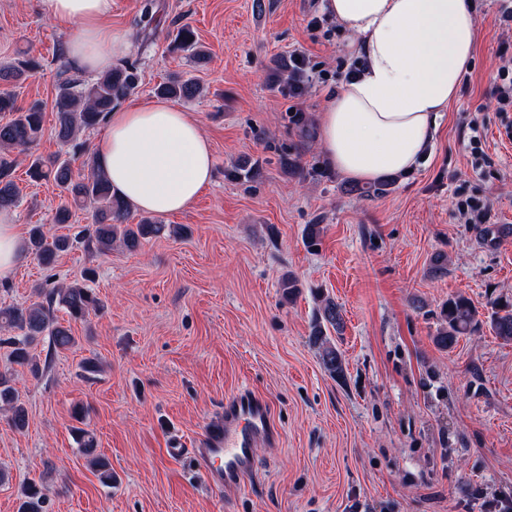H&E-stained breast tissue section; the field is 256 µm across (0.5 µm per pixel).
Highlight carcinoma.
I'll list each match as a JSON object with an SVG mask.
<instances>
[{"label": "carcinoma", "instance_id": "cac0c4a2", "mask_svg": "<svg viewBox=\"0 0 512 512\" xmlns=\"http://www.w3.org/2000/svg\"><path fill=\"white\" fill-rule=\"evenodd\" d=\"M159 4L155 0H144L136 25L145 40H150L156 31ZM177 51H189L198 60L204 58L198 50L193 30L188 25L177 28L172 41ZM40 67L38 60L30 55L17 58L7 65H0V211L16 206L20 189L15 181V161L9 158L13 150L24 151L44 135V111L39 103L26 108L17 105L16 93L6 85L19 81L25 72ZM141 71L135 61L125 60L87 83L78 78H69L60 83L54 100L56 124L54 135L58 143L67 146L83 131L103 124L109 113L121 105L139 86ZM200 85L190 79L173 77L156 87V94L171 100H184L197 96ZM88 173L75 174L71 162L56 155L48 160L35 158L27 169L33 181L53 179L64 202L56 209L52 223L68 224L72 209H89L93 223L87 225L78 239L87 243L102 255L112 253L117 247L127 251L137 250L143 241L164 233L167 226L143 219L137 224L128 223L130 206L112 192V186L98 167L95 156L89 155L83 162ZM73 240L67 235H56L43 224L29 228L27 247L45 267H51L57 257L68 251ZM94 270H85L82 280L55 286L37 294V300L26 307L0 306V331H11L13 335L2 338L0 344L11 348V362L25 367L37 378L42 374L40 360L31 353V348L41 336L49 337L53 351H64L76 343L71 327L59 322L55 311L61 309L74 322H85L91 313L102 307L89 282ZM495 311L487 321L478 318V311L465 296L448 298L439 312L440 322L433 336V343L441 350H451L463 336L472 335L486 324L495 336L504 341L512 340V303L506 299L493 301ZM342 308L326 295L320 296V305L312 320L310 343L316 348L323 367L330 375L342 379L345 362L342 353L331 342L327 332L337 333L343 329ZM0 410L8 413L7 423L17 431L28 426V413L20 402L16 389L7 373L0 372ZM80 452L97 472L100 481L112 485V465L97 452L96 436L80 426L74 428ZM44 494L37 485L30 484L24 490L18 512H43Z\"/></svg>", "mask_w": 512, "mask_h": 512}]
</instances>
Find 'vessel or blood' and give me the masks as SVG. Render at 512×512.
Instances as JSON below:
<instances>
[{
  "label": "vessel or blood",
  "mask_w": 512,
  "mask_h": 512,
  "mask_svg": "<svg viewBox=\"0 0 512 512\" xmlns=\"http://www.w3.org/2000/svg\"><path fill=\"white\" fill-rule=\"evenodd\" d=\"M280 439L272 408L268 401L245 389L224 401L221 419L205 425L195 448L184 450L181 444L169 449L172 456L192 453L213 492L240 485L253 472L255 449L259 443L273 446Z\"/></svg>",
  "instance_id": "obj_1"
}]
</instances>
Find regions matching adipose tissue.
I'll use <instances>...</instances> for the list:
<instances>
[{
    "mask_svg": "<svg viewBox=\"0 0 512 512\" xmlns=\"http://www.w3.org/2000/svg\"><path fill=\"white\" fill-rule=\"evenodd\" d=\"M44 14L74 25L72 64L108 70L130 49L108 20L112 0H41ZM360 61L356 77L317 119L319 148L352 180L373 182L417 168L468 72L477 39L471 0H321ZM113 191L136 210H186L212 182L214 159L197 119L164 100L112 112L94 145ZM11 212H0V282L25 257Z\"/></svg>",
    "mask_w": 512,
    "mask_h": 512,
    "instance_id": "adipose-tissue-1",
    "label": "adipose tissue"
}]
</instances>
